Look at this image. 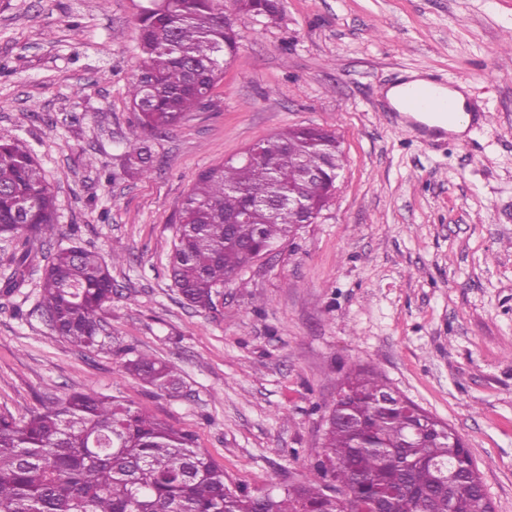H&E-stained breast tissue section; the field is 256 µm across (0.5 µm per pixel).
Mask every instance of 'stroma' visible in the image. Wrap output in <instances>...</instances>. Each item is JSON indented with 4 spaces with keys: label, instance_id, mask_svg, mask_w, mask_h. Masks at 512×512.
<instances>
[{
    "label": "stroma",
    "instance_id": "35a3bbf8",
    "mask_svg": "<svg viewBox=\"0 0 512 512\" xmlns=\"http://www.w3.org/2000/svg\"><path fill=\"white\" fill-rule=\"evenodd\" d=\"M144 0H0V138L35 155L64 236L0 238V413L74 391L116 396L192 433L235 490L304 481L350 370L372 368L465 443L494 512H512V0H282L237 17L232 63L206 105L146 136V175L109 181L136 124ZM427 73L463 86L489 123L422 141L387 90ZM297 126L335 130L345 157L317 223L225 283L210 310L169 276L198 174ZM72 245L107 256V348L72 346L38 307L42 271ZM176 365L171 394L127 353Z\"/></svg>",
    "mask_w": 512,
    "mask_h": 512
}]
</instances>
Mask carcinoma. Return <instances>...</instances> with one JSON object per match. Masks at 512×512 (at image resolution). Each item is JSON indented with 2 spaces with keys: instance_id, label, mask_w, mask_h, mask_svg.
<instances>
[{
  "instance_id": "carcinoma-1",
  "label": "carcinoma",
  "mask_w": 512,
  "mask_h": 512,
  "mask_svg": "<svg viewBox=\"0 0 512 512\" xmlns=\"http://www.w3.org/2000/svg\"><path fill=\"white\" fill-rule=\"evenodd\" d=\"M254 16H281L280 0H234ZM238 34L224 21V0H167L138 19L137 73L128 95L137 123L123 143V173L148 168L147 133L179 124L201 108L235 53ZM290 129L266 138L274 151L288 142L295 156L226 160L201 172L182 206L169 271L190 306H214L217 289L260 255L294 239L301 206L322 200L327 183L306 182L304 169L328 157L343 168L336 133L315 129L305 143ZM251 204L255 219L226 224L224 215ZM49 241L62 235L54 193L29 148L0 140V237ZM29 255L13 258L7 293L23 286ZM110 260L81 246L61 248L42 273L40 306L52 328L78 348L104 347L99 314L112 302ZM126 371L159 390L176 392L174 364L136 355ZM390 389L373 370L359 369L340 385L329 408L320 460L310 478L280 493L230 489L224 469L193 436L116 397L74 391L30 417L0 414V512H355L358 500L393 499L396 512H484L478 471L462 442L423 424L406 403L382 404ZM454 471L439 480L436 467ZM349 490L340 506L330 484Z\"/></svg>"
}]
</instances>
